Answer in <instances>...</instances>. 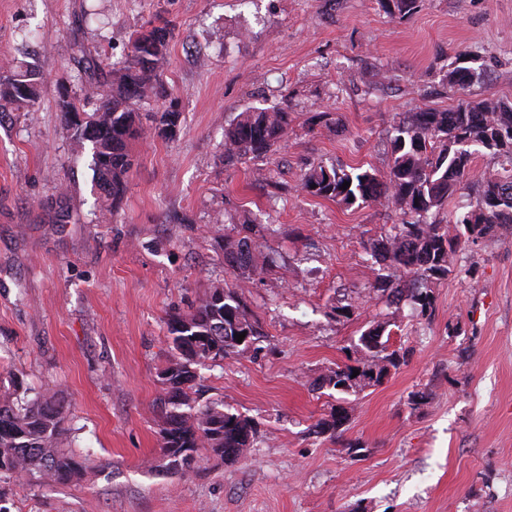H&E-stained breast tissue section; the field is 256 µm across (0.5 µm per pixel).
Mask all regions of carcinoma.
Here are the masks:
<instances>
[{"mask_svg":"<svg viewBox=\"0 0 512 512\" xmlns=\"http://www.w3.org/2000/svg\"><path fill=\"white\" fill-rule=\"evenodd\" d=\"M394 18L408 19L423 6V0H379ZM169 23L153 20L133 38L127 58L112 66L110 90L94 91L98 106L84 112L81 100L60 95L63 123L72 142L90 144L93 180L105 200L102 211L113 214L128 187L134 159L130 145L159 125H178L181 113L174 105L148 115L151 125L139 118L140 103L168 96L161 73L168 62ZM447 72L445 80L465 88L480 75L463 62ZM39 73L24 62L0 69V112L12 108L35 111ZM85 113L79 128L74 116ZM292 107L282 101L271 108L251 107L224 127V164L267 159L288 136ZM392 163L384 174L362 167L328 169L311 166L301 178L299 189L313 196L350 206L352 202L386 201L395 207L400 223L370 245L378 263L395 265L414 273L408 289L386 277L379 278L373 291L389 303H399L410 293L415 309L425 314L433 309L430 284L454 271L453 257L462 244L492 239L512 227V104L491 100H462L451 109L426 106L407 112L396 121L391 139ZM489 154L499 159V168L469 180L474 159ZM350 186L343 187L344 182ZM470 191L468 210L448 215V223L437 219L458 191ZM237 234H224V265L236 272L237 282L216 286L185 314H172L166 321L175 354L159 373L162 396L159 435L167 469L187 475L197 461V449L209 448L233 464L251 447L256 429L247 416L224 410V404H198L196 365L239 352L236 336L250 340L260 335L256 322L246 314L238 289L260 278L269 266L256 261L254 225L236 226ZM387 324L378 323L364 331L360 344L363 362L345 364L323 375L321 386L340 393H356L382 383L403 356L389 349L384 339ZM359 375H353V370ZM348 418L343 409H331L330 419L318 422L316 431L334 432ZM71 430L68 408L53 395L22 401L0 393V476L23 477L35 482H68L80 478L82 464L72 452L63 450Z\"/></svg>","mask_w":512,"mask_h":512,"instance_id":"carcinoma-1","label":"carcinoma"}]
</instances>
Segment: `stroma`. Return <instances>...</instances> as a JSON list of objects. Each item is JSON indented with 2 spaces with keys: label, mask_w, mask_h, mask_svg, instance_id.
Instances as JSON below:
<instances>
[{
  "label": "stroma",
  "mask_w": 512,
  "mask_h": 512,
  "mask_svg": "<svg viewBox=\"0 0 512 512\" xmlns=\"http://www.w3.org/2000/svg\"><path fill=\"white\" fill-rule=\"evenodd\" d=\"M156 17L173 27L163 80L181 123L135 142L126 195L101 222L58 88L86 94L74 41L105 74ZM460 51L481 70L463 89L444 79ZM1 54L45 80L35 111L0 114V390L60 394L83 475L2 478L0 512H512V229L457 251L416 316L373 292L381 276L410 279L369 253L398 212L297 189L313 163L385 173L404 113L512 102V0H424L405 20L378 0H0ZM284 99V148L224 166L225 123ZM236 224L261 225L255 254L276 262L241 294L261 334L198 374L202 401L257 434L235 465L202 448L182 477L165 469L155 412L165 320L233 281L214 233ZM378 322L404 363L355 394L317 388L359 363ZM336 405L340 433H313Z\"/></svg>",
  "instance_id": "obj_1"
}]
</instances>
